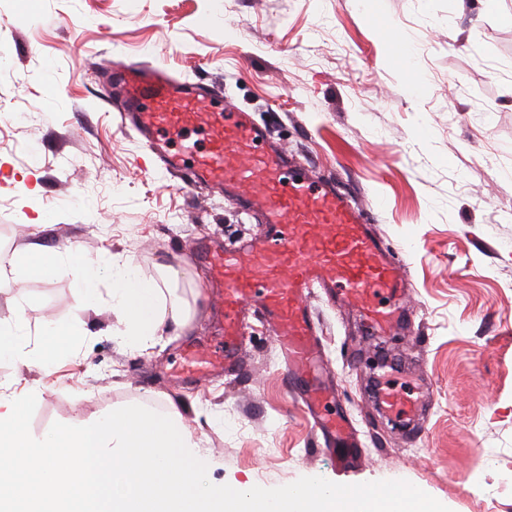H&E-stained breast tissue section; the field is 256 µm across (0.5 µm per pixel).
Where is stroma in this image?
I'll return each mask as SVG.
<instances>
[{"label":"stroma","mask_w":512,"mask_h":512,"mask_svg":"<svg viewBox=\"0 0 512 512\" xmlns=\"http://www.w3.org/2000/svg\"><path fill=\"white\" fill-rule=\"evenodd\" d=\"M0 45V320L26 323V355L47 322L83 330L48 371L0 362V385H39L33 437L145 405L181 415L215 484L403 479L450 512H512V0H0ZM147 54L180 78L222 83L297 163L370 206L375 232L401 249L414 292L385 336L311 300L335 401L361 432L351 465L319 447L258 320L236 375L168 373L185 344L216 337L194 245L235 246L265 227L158 168L120 128L100 68ZM33 243L98 263L94 309L70 272L23 275L16 258ZM126 257L155 280L177 270L193 316L147 351L112 339V263ZM382 382L426 392L414 429L381 411Z\"/></svg>","instance_id":"1"}]
</instances>
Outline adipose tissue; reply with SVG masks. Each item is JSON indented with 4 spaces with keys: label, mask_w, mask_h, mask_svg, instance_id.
<instances>
[{
    "label": "adipose tissue",
    "mask_w": 512,
    "mask_h": 512,
    "mask_svg": "<svg viewBox=\"0 0 512 512\" xmlns=\"http://www.w3.org/2000/svg\"><path fill=\"white\" fill-rule=\"evenodd\" d=\"M17 262L30 277H45L58 269H67L74 277L80 302L85 307H93V299L86 289L87 282L97 274L93 263L74 254L60 259L58 254L37 244L30 245L18 255ZM112 308L122 317V326L115 330L114 337L131 349H146L165 324L182 330L191 322L190 314L185 313L179 304H167L162 288L141 278L129 259L112 264Z\"/></svg>",
    "instance_id": "obj_1"
}]
</instances>
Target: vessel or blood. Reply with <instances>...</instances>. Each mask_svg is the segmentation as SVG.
<instances>
[{
    "mask_svg": "<svg viewBox=\"0 0 512 512\" xmlns=\"http://www.w3.org/2000/svg\"><path fill=\"white\" fill-rule=\"evenodd\" d=\"M105 77L125 110L122 122L143 133L164 168L224 197L239 198L260 216L265 233L245 244L197 253L210 269L212 298L221 313L214 344L186 346L171 373L201 378L233 373L244 349L242 315L254 309L272 331L286 361L283 373L326 444L354 447L357 430L333 411L335 397L309 297L356 310L379 332L403 316L411 278L397 249L376 238L365 209L314 172L290 164L286 150L266 144L247 113L174 76L157 59L105 63ZM386 413L415 419L417 397L389 392Z\"/></svg>",
    "mask_w": 512,
    "mask_h": 512,
    "instance_id": "1",
    "label": "vessel or blood"
}]
</instances>
